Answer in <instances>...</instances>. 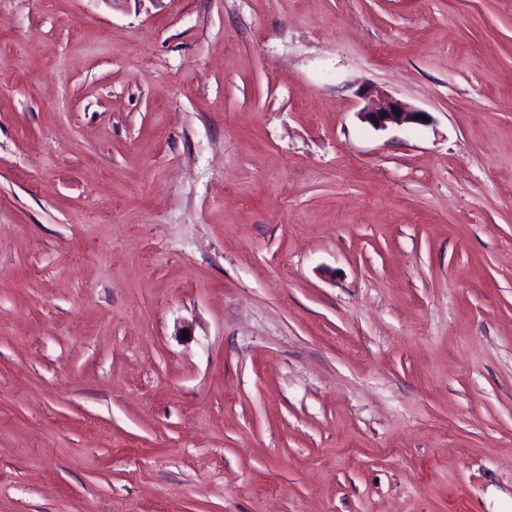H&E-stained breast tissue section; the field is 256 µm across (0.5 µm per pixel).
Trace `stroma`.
Here are the masks:
<instances>
[{"label":"stroma","instance_id":"35a3bbf8","mask_svg":"<svg viewBox=\"0 0 512 512\" xmlns=\"http://www.w3.org/2000/svg\"><path fill=\"white\" fill-rule=\"evenodd\" d=\"M0 512H512V0H0ZM368 100L359 114L377 130H385L390 126L423 125L429 121L427 112L412 108L389 95H381L376 100L369 96ZM416 116H426L428 121L416 119Z\"/></svg>","mask_w":512,"mask_h":512}]
</instances>
